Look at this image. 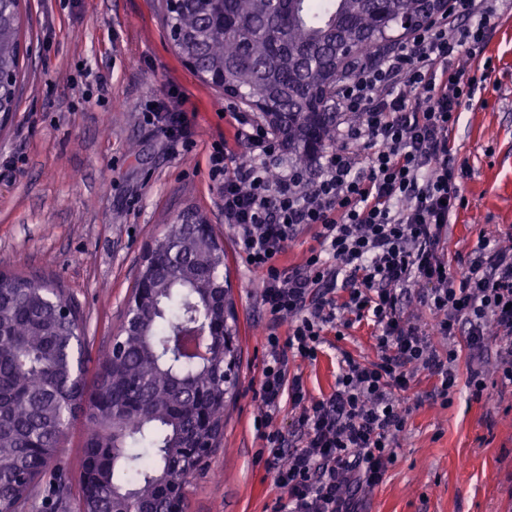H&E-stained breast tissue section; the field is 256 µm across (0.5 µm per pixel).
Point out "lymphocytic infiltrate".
Wrapping results in <instances>:
<instances>
[{
	"label": "lymphocytic infiltrate",
	"instance_id": "lymphocytic-infiltrate-1",
	"mask_svg": "<svg viewBox=\"0 0 512 512\" xmlns=\"http://www.w3.org/2000/svg\"><path fill=\"white\" fill-rule=\"evenodd\" d=\"M506 15L512 0H450L380 63L362 66L338 95L339 111L357 122L337 136L316 179L300 167L271 175L276 145L255 122L239 120L234 132L249 160L236 161L227 143L211 146L208 176L224 224L261 277L259 303L271 321L257 396L268 466L283 491L274 512H361L360 491L396 460L406 392L424 375L435 381L431 398L448 403L459 343L494 347L500 382L512 386V248L483 246L455 275L443 241L463 206L450 133L482 88L458 60L481 57ZM409 88L423 105L410 103ZM145 118L171 142L190 138L179 102L150 104ZM307 229L316 247L285 266L289 241ZM413 285L430 322L405 312ZM362 322L373 330L374 359L341 352L333 391L311 397L291 362L316 361L329 333Z\"/></svg>",
	"mask_w": 512,
	"mask_h": 512
}]
</instances>
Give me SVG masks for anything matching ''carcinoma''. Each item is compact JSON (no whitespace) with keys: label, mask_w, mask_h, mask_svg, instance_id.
<instances>
[{"label":"carcinoma","mask_w":512,"mask_h":512,"mask_svg":"<svg viewBox=\"0 0 512 512\" xmlns=\"http://www.w3.org/2000/svg\"><path fill=\"white\" fill-rule=\"evenodd\" d=\"M417 0H183L158 11L177 56L193 62L206 84L256 107L291 161L306 166L336 141V90L396 43L401 17ZM23 52L20 0H0V114L16 110ZM218 236L197 225L157 240L166 264L153 273L136 328L89 368L79 306L57 281L0 273V512H24L35 486L61 469L58 448L70 421L85 419L77 482L81 512H187L172 500L171 482L188 483L205 419L210 452L220 445L226 396L223 337H208L207 365L176 347L177 329L220 319L208 297L224 282ZM72 485L60 477L46 501L69 504Z\"/></svg>","instance_id":"1"}]
</instances>
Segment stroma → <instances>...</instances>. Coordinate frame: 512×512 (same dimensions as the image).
<instances>
[{"instance_id":"obj_1","label":"stroma","mask_w":512,"mask_h":512,"mask_svg":"<svg viewBox=\"0 0 512 512\" xmlns=\"http://www.w3.org/2000/svg\"><path fill=\"white\" fill-rule=\"evenodd\" d=\"M25 78L17 110L0 130V271L60 280L83 310L92 355L109 349L153 239L185 211L224 239L234 300L239 389L224 413V439L187 487L189 512H272L281 491L265 467L256 420L271 325L260 282L224 226L208 155L236 119L258 112L202 84L172 52L153 0H24ZM488 76L463 106L451 142L468 205L447 233L449 262L478 256L484 241L512 247V16L487 44ZM181 101L191 143L149 125L148 104ZM372 329L347 330L314 362L295 361L312 397L332 392L339 350L374 356ZM469 349L449 405L430 398L432 379L412 393L397 459L361 494L362 512H512V389L502 387L493 350L479 357L487 389L466 386Z\"/></svg>"}]
</instances>
